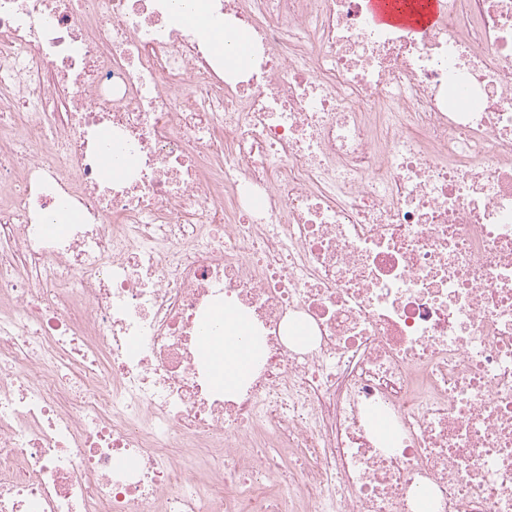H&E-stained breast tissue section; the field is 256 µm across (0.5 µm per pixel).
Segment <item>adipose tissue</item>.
Segmentation results:
<instances>
[{"mask_svg":"<svg viewBox=\"0 0 512 512\" xmlns=\"http://www.w3.org/2000/svg\"><path fill=\"white\" fill-rule=\"evenodd\" d=\"M173 2L176 20L182 28L205 37L216 56L232 58L240 67L247 65V40L243 32L216 19L207 0ZM212 320L218 332L211 345L202 347L201 354L210 365L215 385L230 392L250 376L261 344L250 340L245 318L231 306L216 307Z\"/></svg>","mask_w":512,"mask_h":512,"instance_id":"adipose-tissue-1","label":"adipose tissue"}]
</instances>
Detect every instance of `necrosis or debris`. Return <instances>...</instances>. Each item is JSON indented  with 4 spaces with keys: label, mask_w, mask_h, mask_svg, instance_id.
<instances>
[{
    "label": "necrosis or debris",
    "mask_w": 512,
    "mask_h": 512,
    "mask_svg": "<svg viewBox=\"0 0 512 512\" xmlns=\"http://www.w3.org/2000/svg\"><path fill=\"white\" fill-rule=\"evenodd\" d=\"M163 2L0 0V512H512V0ZM208 0H173V12L178 24L189 32L206 38L216 56L232 58L236 68H243L248 58L243 48L248 43L243 32L223 20L216 19ZM177 7L176 5H181ZM367 9L374 22L378 24H395L412 28L426 27L434 24L442 11V0H430L429 8L421 19L402 15L397 8L403 6V0H367ZM402 19L401 22L399 20ZM209 321L214 322L218 332L210 346L201 343V354L210 365L214 384L230 392L250 376L261 344L255 336L249 341L245 318L230 305L216 307Z\"/></svg>",
    "instance_id": "4bbe7bcc"
}]
</instances>
